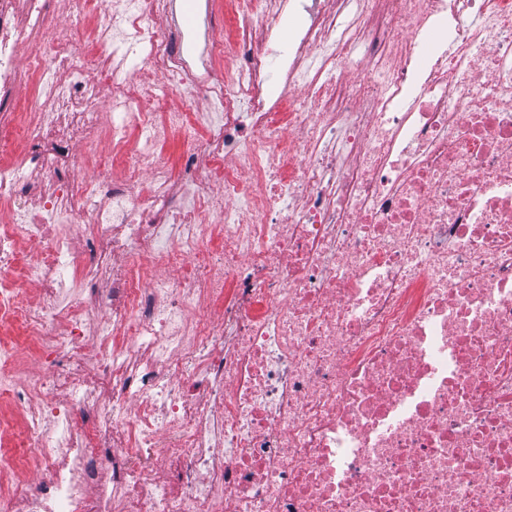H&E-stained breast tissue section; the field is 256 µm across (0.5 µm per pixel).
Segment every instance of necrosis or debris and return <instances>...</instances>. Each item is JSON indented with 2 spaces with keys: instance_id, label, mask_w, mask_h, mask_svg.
<instances>
[{
  "instance_id": "obj_1",
  "label": "necrosis or debris",
  "mask_w": 512,
  "mask_h": 512,
  "mask_svg": "<svg viewBox=\"0 0 512 512\" xmlns=\"http://www.w3.org/2000/svg\"><path fill=\"white\" fill-rule=\"evenodd\" d=\"M197 14L0 0V512H512V0Z\"/></svg>"
}]
</instances>
